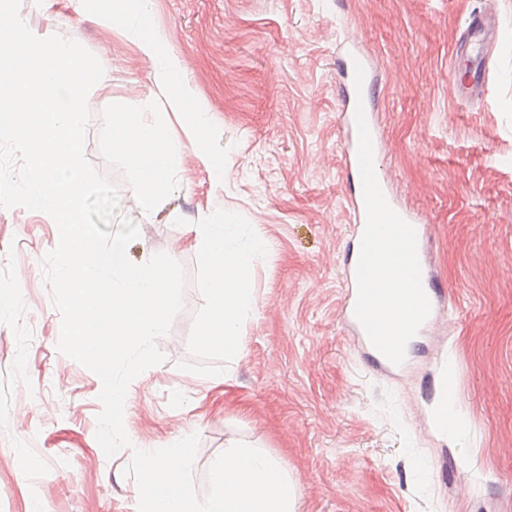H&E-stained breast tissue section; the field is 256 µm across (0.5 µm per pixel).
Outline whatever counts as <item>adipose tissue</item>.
Returning a JSON list of instances; mask_svg holds the SVG:
<instances>
[{
	"label": "adipose tissue",
	"mask_w": 512,
	"mask_h": 512,
	"mask_svg": "<svg viewBox=\"0 0 512 512\" xmlns=\"http://www.w3.org/2000/svg\"><path fill=\"white\" fill-rule=\"evenodd\" d=\"M191 230L196 247L213 266L207 283L210 311L198 329V337L205 344H221L226 356L240 357L245 350L242 327L254 308L251 274L256 258L266 251L267 242L255 235L243 246L230 247L238 227L220 209L212 212L209 223L192 225Z\"/></svg>",
	"instance_id": "1"
}]
</instances>
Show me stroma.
Instances as JSON below:
<instances>
[{
  "instance_id": "35a3bbf8",
  "label": "stroma",
  "mask_w": 512,
  "mask_h": 512,
  "mask_svg": "<svg viewBox=\"0 0 512 512\" xmlns=\"http://www.w3.org/2000/svg\"><path fill=\"white\" fill-rule=\"evenodd\" d=\"M155 24L185 61L190 89L229 150L217 186L195 141L182 139L176 191L142 215L123 174L103 159L108 102L162 99L132 34L75 11L23 0L39 37L60 34L104 68L91 89L87 159L117 186V219L134 221L137 263L175 253L185 306L158 341L164 362L129 386L132 442L114 457L95 438L100 379L61 354V315L42 260L55 248L46 213L0 209V512H138L123 471L133 448L198 434L193 478L229 440L280 458L301 512H512V0H153ZM495 9L502 41L482 99L457 93L470 15ZM372 56L383 136L380 164L427 226L426 255L442 286L436 323L399 372L377 371L344 326L346 205L337 62L346 47ZM268 243L251 278L256 304L246 352L228 360L200 343L210 268L190 225L215 203ZM447 370L465 434L435 430L431 381ZM183 394L174 402L172 392ZM472 457L476 469H463Z\"/></svg>"
}]
</instances>
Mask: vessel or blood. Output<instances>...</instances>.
Wrapping results in <instances>:
<instances>
[{
    "mask_svg": "<svg viewBox=\"0 0 512 512\" xmlns=\"http://www.w3.org/2000/svg\"><path fill=\"white\" fill-rule=\"evenodd\" d=\"M499 33L500 22L498 16L492 13L479 12L471 16L464 38L468 42L477 44L482 52L488 53L496 46ZM338 66L342 77L343 150L353 183V192L347 200V205L354 224L343 265L344 286L346 288L343 313L347 328L358 336L359 340L363 341L366 340L367 335L355 315L358 297L356 269L359 260L360 241L366 225V212L358 166L357 116L361 115L365 118L374 155H381L382 144L370 98V89L375 82L373 61L360 50L352 48L346 51L345 55L339 60ZM359 67L364 70V76L360 79L355 76V70ZM376 178L389 205L414 228L417 247H424L426 226L422 216L400 201L384 173H377Z\"/></svg>",
    "mask_w": 512,
    "mask_h": 512,
    "instance_id": "vessel-or-blood-1",
    "label": "vessel or blood"
}]
</instances>
